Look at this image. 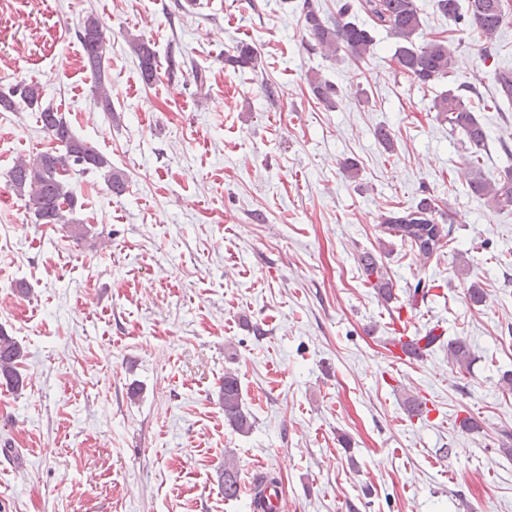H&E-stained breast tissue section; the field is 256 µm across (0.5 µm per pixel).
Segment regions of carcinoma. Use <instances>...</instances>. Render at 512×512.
<instances>
[{"label": "carcinoma", "mask_w": 512, "mask_h": 512, "mask_svg": "<svg viewBox=\"0 0 512 512\" xmlns=\"http://www.w3.org/2000/svg\"><path fill=\"white\" fill-rule=\"evenodd\" d=\"M439 13L464 22L473 27L486 48L498 46L505 13L503 0H467L461 6L460 0H435ZM362 10L371 20V25L357 24L346 17ZM304 29L308 34V45L326 57H332L340 49L356 60L370 54L374 44V31L380 27L396 40L394 57L400 72L420 86H427L452 75L454 50L446 38L434 39L418 46L414 36L421 27L420 8L416 0H340L338 18L321 16L313 0L303 3ZM77 36L82 44L86 67L95 78L94 104L104 112L112 111L110 89L104 79L106 53L99 44L107 40L102 22L89 15L78 27ZM128 45L138 61V68L144 83L151 84L158 77L157 51L149 41L130 36ZM226 61L241 69H254L258 63L255 49L246 42L234 46V54ZM499 98L492 100L493 106L506 101L512 104V70L495 73ZM310 89L315 98L326 108H336V87L317 76L310 79ZM477 94L476 87L460 83L442 91L433 102L434 111L448 121L449 130L462 136L469 165L468 187L472 195L484 199L494 211L512 209V168L505 170L500 180H491L483 173L482 159L488 146L485 127L476 112L481 103L472 102ZM42 99V90L37 84L11 86L8 91L0 89V112H21L34 109ZM39 122L43 130L57 143L59 149L41 152L29 159H20L7 172V182L19 196L27 198L28 209L33 211L37 224H71L79 236L89 233V228L76 223L70 214L76 209L77 197L71 187V175L88 172L100 176L107 189L122 195L127 189L124 172L112 166L105 156L86 142L78 139L65 117L47 106L39 110ZM438 205L431 197H423L415 204L400 210L381 213L377 218L378 232L382 236L400 239L408 244L415 255L422 260L432 258L443 247V241L451 238L453 225L437 221ZM365 282L370 284L378 297L388 302L392 299V283L381 257L372 251H364L357 258ZM442 336L429 330L423 336H414L404 347L409 358L427 355ZM24 357L21 346L0 330V379L5 384L19 388L23 380L18 365ZM448 360L461 371L469 370L473 362L472 346L465 337L448 342ZM224 404V419L238 433L248 434L254 427L250 413L244 411L240 383L237 375L224 374L221 393ZM275 477L264 475L256 480L253 496L257 507L265 508L264 487L276 485ZM224 497L234 498L240 490V477L235 460L224 457L222 473Z\"/></svg>", "instance_id": "1"}]
</instances>
